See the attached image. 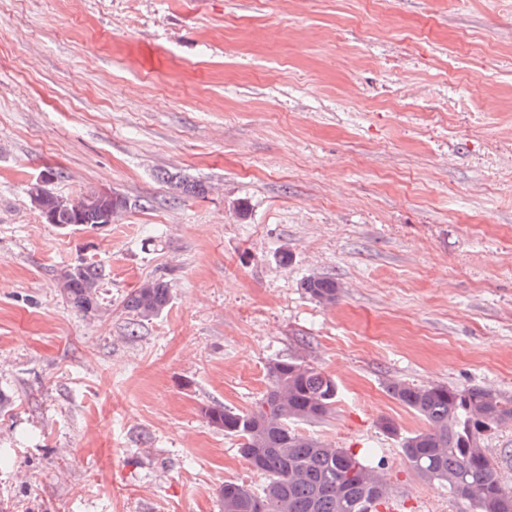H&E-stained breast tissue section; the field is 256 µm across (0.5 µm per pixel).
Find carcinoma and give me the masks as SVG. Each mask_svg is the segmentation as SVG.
Returning a JSON list of instances; mask_svg holds the SVG:
<instances>
[{
    "label": "carcinoma",
    "instance_id": "1",
    "mask_svg": "<svg viewBox=\"0 0 512 512\" xmlns=\"http://www.w3.org/2000/svg\"><path fill=\"white\" fill-rule=\"evenodd\" d=\"M173 195L198 197L204 183L186 178L167 179ZM45 222L62 228L78 224L95 228L102 211H72L48 207ZM101 267L85 264L79 274H57V288L65 302L85 316L100 307ZM300 287L317 302H336L340 285L335 278L313 275ZM171 299L168 283L147 279L125 299L124 308L141 321L159 316ZM392 398L418 415L425 428L400 432L388 418L379 428L399 439L400 452L410 470L425 482H437L466 504L470 512H512V492L504 487L499 465L483 448L488 433L512 427V404L478 386L431 385L415 387L402 381L387 386ZM338 398L336 382L302 361L278 359L267 368V387L251 408L240 411L213 406L206 421L239 439L242 456L263 475L257 493L250 486L224 481L220 496L224 512H381L388 509L386 488L373 466L372 451L338 448L295 426L317 423L333 412Z\"/></svg>",
    "mask_w": 512,
    "mask_h": 512
}]
</instances>
